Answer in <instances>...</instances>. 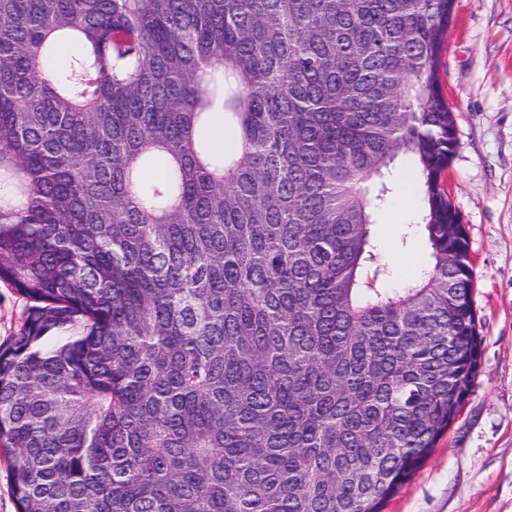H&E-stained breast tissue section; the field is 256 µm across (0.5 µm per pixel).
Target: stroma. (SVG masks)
I'll list each match as a JSON object with an SVG mask.
<instances>
[{"label":"stroma","instance_id":"stroma-1","mask_svg":"<svg viewBox=\"0 0 512 512\" xmlns=\"http://www.w3.org/2000/svg\"><path fill=\"white\" fill-rule=\"evenodd\" d=\"M457 150L445 177L466 227L481 366L447 434L384 512H512V0H455L442 57ZM418 200L401 188L378 217V257L419 267L422 240L400 245ZM28 300L0 283V344L22 328Z\"/></svg>","mask_w":512,"mask_h":512}]
</instances>
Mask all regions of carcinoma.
I'll return each instance as SVG.
<instances>
[{"label":"carcinoma","instance_id":"carcinoma-1","mask_svg":"<svg viewBox=\"0 0 512 512\" xmlns=\"http://www.w3.org/2000/svg\"><path fill=\"white\" fill-rule=\"evenodd\" d=\"M453 9L0 0V282L33 302L0 346L17 512H382L412 478L481 358L443 185ZM400 155L427 258L394 287L373 227Z\"/></svg>","mask_w":512,"mask_h":512}]
</instances>
